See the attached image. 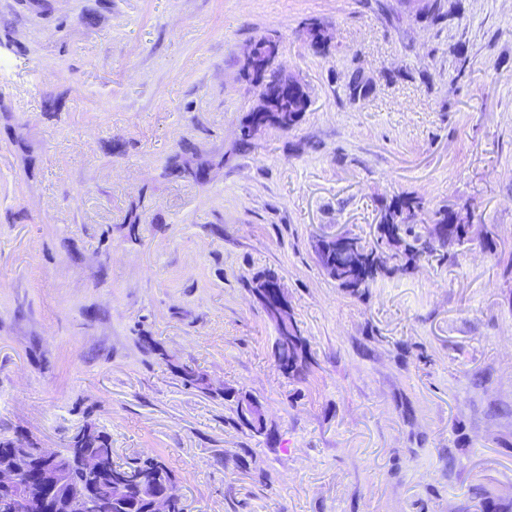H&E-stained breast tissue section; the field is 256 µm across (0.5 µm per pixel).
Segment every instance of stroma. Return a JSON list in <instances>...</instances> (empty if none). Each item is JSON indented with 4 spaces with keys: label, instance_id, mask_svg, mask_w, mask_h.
Instances as JSON below:
<instances>
[{
    "label": "stroma",
    "instance_id": "stroma-1",
    "mask_svg": "<svg viewBox=\"0 0 512 512\" xmlns=\"http://www.w3.org/2000/svg\"><path fill=\"white\" fill-rule=\"evenodd\" d=\"M425 2L0 0V438L96 428L187 512H512V0ZM268 33L310 104L244 146ZM398 196L472 238L338 288L316 239L371 240ZM267 270L305 379L275 362Z\"/></svg>",
    "mask_w": 512,
    "mask_h": 512
}]
</instances>
